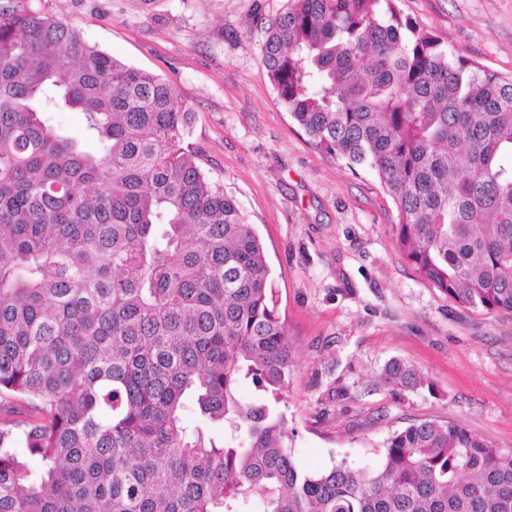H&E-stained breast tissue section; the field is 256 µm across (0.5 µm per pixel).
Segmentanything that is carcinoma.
I'll list each match as a JSON object with an SVG mask.
<instances>
[{
    "mask_svg": "<svg viewBox=\"0 0 512 512\" xmlns=\"http://www.w3.org/2000/svg\"><path fill=\"white\" fill-rule=\"evenodd\" d=\"M263 64L316 147L376 174L418 278L512 316V75L394 0H292ZM192 124L159 75L0 0V512H512V450L459 422L390 433L371 468L297 464L267 252ZM47 116L63 133L82 138L87 149L91 151L96 150L97 143L91 138H85L86 123L84 115L81 112L59 108L53 112H48Z\"/></svg>",
    "mask_w": 512,
    "mask_h": 512,
    "instance_id": "obj_1",
    "label": "carcinoma"
}]
</instances>
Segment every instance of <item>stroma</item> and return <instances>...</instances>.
I'll use <instances>...</instances> for the list:
<instances>
[{
  "mask_svg": "<svg viewBox=\"0 0 512 512\" xmlns=\"http://www.w3.org/2000/svg\"><path fill=\"white\" fill-rule=\"evenodd\" d=\"M93 46L164 78L194 114L202 165L268 253L288 320L289 446L311 472L377 463L389 432L456 421L512 450V316L421 282L394 245L396 209L369 170L316 149L261 62L289 0H32ZM403 15L485 69L512 75V0H397ZM428 384L397 391L386 363Z\"/></svg>",
  "mask_w": 512,
  "mask_h": 512,
  "instance_id": "stroma-1",
  "label": "stroma"
}]
</instances>
